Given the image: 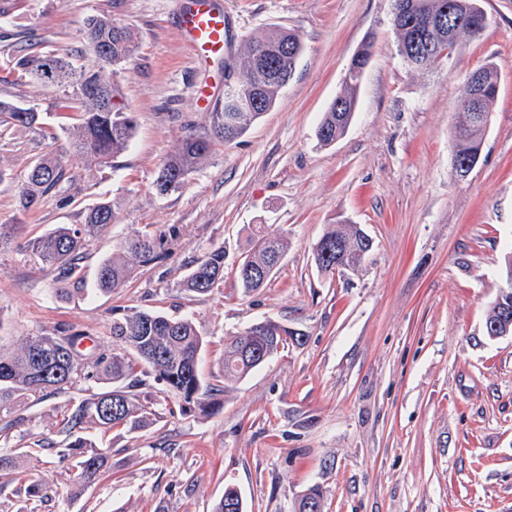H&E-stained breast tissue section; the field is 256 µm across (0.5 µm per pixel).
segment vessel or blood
I'll use <instances>...</instances> for the list:
<instances>
[{"label":"vessel or blood","instance_id":"vessel-or-blood-1","mask_svg":"<svg viewBox=\"0 0 512 512\" xmlns=\"http://www.w3.org/2000/svg\"><path fill=\"white\" fill-rule=\"evenodd\" d=\"M179 18L184 42L195 60L205 61L227 50L228 18L214 0H188Z\"/></svg>","mask_w":512,"mask_h":512}]
</instances>
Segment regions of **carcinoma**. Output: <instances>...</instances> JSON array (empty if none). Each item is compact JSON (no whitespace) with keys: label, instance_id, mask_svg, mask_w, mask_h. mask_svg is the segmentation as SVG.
<instances>
[{"label":"carcinoma","instance_id":"obj_1","mask_svg":"<svg viewBox=\"0 0 512 512\" xmlns=\"http://www.w3.org/2000/svg\"><path fill=\"white\" fill-rule=\"evenodd\" d=\"M413 5L417 16H444L452 14L453 38L463 35L477 37L472 27L473 17L483 12L480 0H406ZM398 39L399 56L409 67L423 68L448 50V32L435 40L431 53L416 44L415 27L403 19L394 26ZM97 33L105 34L103 46L112 63L98 60V68L87 69L73 63L72 53L60 52L45 56L18 52L13 57L14 71L29 80L42 83L49 67L56 77V86L63 89L58 107L80 112V122L67 129V141L73 149L99 166H110L121 155L132 139L134 118L123 111L119 102L120 89L114 81L119 68L131 64L136 55V42L131 30L116 23L112 17L96 16L89 20L87 39L94 53L99 46L94 42ZM303 51L300 37L286 28L268 30L251 38L237 66L236 81L245 103L234 112L232 122L226 121L228 110L220 108L210 113L211 134L186 135L180 144L163 157L156 188L161 194L176 189L185 178L209 155L213 140L230 141L243 135L262 115L274 108L285 89L284 82L294 74ZM372 57V44L366 43L354 57L345 75L346 90L328 106L317 126L316 138L330 145L342 137L350 126L357 109L355 91L365 67ZM485 92L481 107L490 112L497 94V73L485 65L481 74ZM94 85L106 89L108 102L84 88ZM2 124L32 128L39 121L34 108L16 111V105L0 101ZM485 126L475 125L470 113L458 112L454 130L453 154L470 157L480 154ZM66 176L65 156L45 154L28 170L17 176L19 202L29 210L41 198L53 191ZM112 205L102 202L91 209L84 224L78 228L59 226L34 239L27 245L30 256L55 271L57 295H67L72 281L85 258L87 241L104 227L113 223ZM367 234L355 224H330L318 243H329L336 251L326 256L313 255V261L322 273H335L336 268L356 266L370 251ZM161 242L150 236H138L123 247L120 254L104 260L98 270L99 289L112 292L124 286L134 267L144 266L158 258ZM288 251V238L282 233L256 225L251 247L242 254L236 268L238 285L245 293L256 292L268 280L255 279L245 273L248 268L268 267L277 273V263ZM224 282V248H213L189 267L181 280L185 291L206 295ZM512 308V299L497 297L491 306L485 328L503 323L505 308ZM302 334L287 327L266 321L251 326L245 332L224 341V380H238L265 363L279 348L301 342ZM112 339L120 342L122 351L99 353L86 357L79 350L84 337L26 336L14 350L0 348V475L11 473L19 455L29 456L41 451H52L69 461L74 472L71 494L95 483L110 468L112 449L96 442V435L122 427L137 431L156 422L159 413L155 400L135 393L151 378L162 386V393L172 396L183 414L207 416L221 405L225 386L203 381L199 371V355L206 346L195 323L188 318H171L159 312L136 311L112 322ZM72 389L78 395L70 398L71 406L56 430V438L43 437L23 452L10 446L14 432L29 423L16 413L20 400L41 402ZM212 512H244L242 500L234 488H227Z\"/></svg>","mask_w":512,"mask_h":512}]
</instances>
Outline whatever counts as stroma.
I'll list each match as a JSON object with an SVG mask.
<instances>
[{
  "label": "stroma",
  "instance_id": "obj_1",
  "mask_svg": "<svg viewBox=\"0 0 512 512\" xmlns=\"http://www.w3.org/2000/svg\"><path fill=\"white\" fill-rule=\"evenodd\" d=\"M179 2L18 0L0 24V100L42 117L41 129L0 133V169L10 174L0 182V224L17 227L0 248V345L81 334L116 352L113 320L158 311L194 321L208 341L199 369L213 383L223 378L225 338L254 323L277 321L303 342L229 383L223 408L207 417L169 414L149 387L161 417L100 437L110 471L74 497L67 461L46 451L21 459L0 477V512H211L229 486L245 512H294L311 487L322 512H512V334L484 328L512 261V0H482L481 37H461L450 57L420 69L398 56L390 0H221L234 32L223 60L206 68L175 25ZM102 14L137 38L135 65L116 76L135 133L109 167L68 149L63 131L77 112L56 109L61 89L19 77L12 61L21 42L34 55L67 50L93 63L86 22ZM276 27L304 45L279 103L158 194L165 154L186 134L210 131L198 88H223L225 66ZM369 41L353 121L320 145L322 115ZM487 63L498 92L480 160L460 180L452 145L461 81ZM58 151L67 180L22 210L14 175ZM102 201L116 220L88 243L79 280L58 297L54 272L27 244L83 223ZM258 224L285 232L288 253L265 288L246 294L234 270ZM331 224L359 225L373 246L355 268L324 274L312 248ZM146 234L163 240L159 258L119 291L99 292L100 263ZM216 247L223 284L207 295L182 291L189 266ZM68 402L26 406L25 444L53 436ZM33 479L49 502L27 495Z\"/></svg>",
  "mask_w": 512,
  "mask_h": 512
}]
</instances>
